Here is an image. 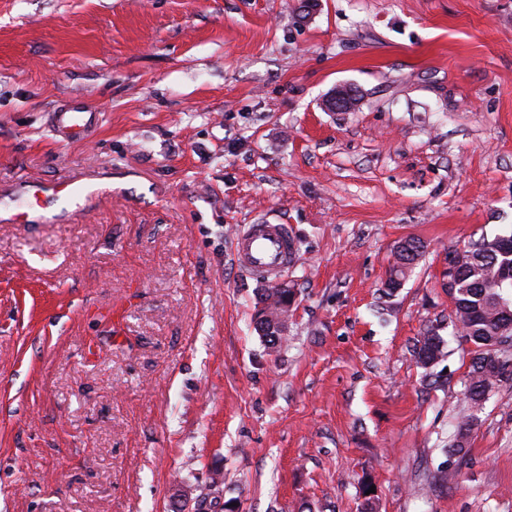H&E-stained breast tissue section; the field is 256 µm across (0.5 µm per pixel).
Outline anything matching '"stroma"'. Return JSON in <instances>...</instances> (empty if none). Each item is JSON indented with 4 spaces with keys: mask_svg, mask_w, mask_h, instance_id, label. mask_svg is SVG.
Segmentation results:
<instances>
[{
    "mask_svg": "<svg viewBox=\"0 0 512 512\" xmlns=\"http://www.w3.org/2000/svg\"><path fill=\"white\" fill-rule=\"evenodd\" d=\"M300 5L0 0V211L33 178L112 188L0 224V512H197L217 469L240 512H512V380L444 453L470 347L442 287L448 248L512 231V0ZM76 95L100 122L62 145ZM247 224L296 238L275 356ZM358 91L355 87L336 89L324 102L328 111L350 112L354 109L357 101ZM427 246L420 239L408 237L401 240L395 247L394 264L390 269V275L387 280L388 290L393 292L406 275L412 270L417 261L425 253ZM438 330L437 326L428 328L412 350V357L417 365L426 370V376H433L431 370L448 354L445 341L439 335Z\"/></svg>",
    "mask_w": 512,
    "mask_h": 512,
    "instance_id": "1",
    "label": "stroma"
}]
</instances>
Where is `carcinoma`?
Instances as JSON below:
<instances>
[{"label":"carcinoma","mask_w":512,"mask_h":512,"mask_svg":"<svg viewBox=\"0 0 512 512\" xmlns=\"http://www.w3.org/2000/svg\"><path fill=\"white\" fill-rule=\"evenodd\" d=\"M504 240L512 243V234L492 239L482 237L463 249H448L452 263L448 294L454 303L451 324L454 333L474 346L458 433L448 448V452L457 456L465 453L468 432L475 426L477 413L483 408L492 386L512 378L506 359L512 343L503 347L499 339L500 329L512 316V281L509 287H500L502 270L512 269V248L500 247ZM425 250V243L414 237L397 244L387 280L389 291H395L402 284ZM290 294V288H267L260 301L277 308L281 299ZM446 356L445 341L435 326L426 330L412 350L416 364L427 371Z\"/></svg>","instance_id":"carcinoma-1"}]
</instances>
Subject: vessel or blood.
<instances>
[{"instance_id": "obj_1", "label": "vessel or blood", "mask_w": 512, "mask_h": 512, "mask_svg": "<svg viewBox=\"0 0 512 512\" xmlns=\"http://www.w3.org/2000/svg\"><path fill=\"white\" fill-rule=\"evenodd\" d=\"M96 112L74 104L52 115V130L59 142L84 140L97 126ZM99 193L96 183L61 177L51 183L26 182L19 192L18 205L0 213L1 224H48V211L56 199L91 200ZM235 257L250 274L272 280L282 277L297 260L296 241L286 224H250L235 239Z\"/></svg>"}]
</instances>
